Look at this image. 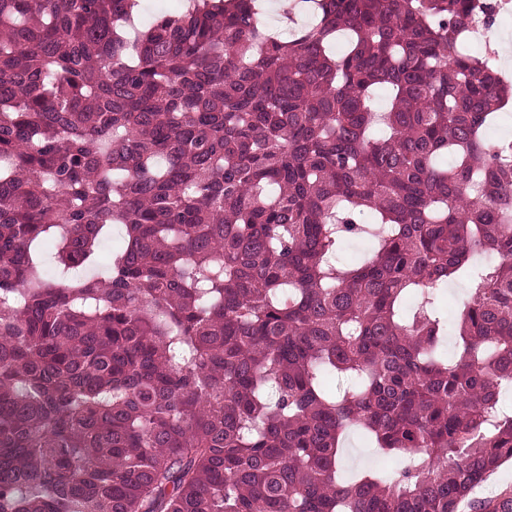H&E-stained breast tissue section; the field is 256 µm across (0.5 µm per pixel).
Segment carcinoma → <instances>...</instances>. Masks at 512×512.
I'll list each match as a JSON object with an SVG mask.
<instances>
[{"mask_svg": "<svg viewBox=\"0 0 512 512\" xmlns=\"http://www.w3.org/2000/svg\"><path fill=\"white\" fill-rule=\"evenodd\" d=\"M302 2L277 34L258 0H0V512H460L512 459L479 7ZM353 425L404 466L344 479Z\"/></svg>", "mask_w": 512, "mask_h": 512, "instance_id": "cac0c4a2", "label": "carcinoma"}]
</instances>
